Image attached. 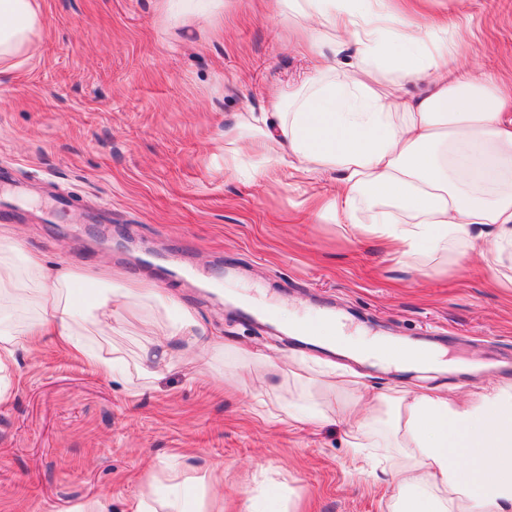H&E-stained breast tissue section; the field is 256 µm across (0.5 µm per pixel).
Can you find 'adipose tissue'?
<instances>
[{
    "mask_svg": "<svg viewBox=\"0 0 512 512\" xmlns=\"http://www.w3.org/2000/svg\"><path fill=\"white\" fill-rule=\"evenodd\" d=\"M280 21L314 35L315 64L273 109L238 115L224 131V169L252 155L255 172L289 167L313 178L336 175L323 210L357 234L384 239L400 257L483 240L490 255L512 250V116L493 76L458 61L447 25L413 19L389 0H280ZM224 0H159L164 18L191 27L214 18ZM44 24L41 0H0V65L17 67ZM353 47L352 61L341 58ZM373 203L359 210L362 195ZM92 281L111 286L88 313L74 302ZM151 289L116 286L112 273L66 267L49 273L11 227L0 228V328L3 377L19 348L48 336L104 375L121 377V349L105 355L86 339L127 329L135 309L167 307ZM271 322L306 343L398 370L448 367L435 347L383 336L346 334L340 318L317 319L263 306ZM353 454L386 443L397 489L392 512H512V383H491L464 399L438 390L363 395L341 409Z\"/></svg>",
    "mask_w": 512,
    "mask_h": 512,
    "instance_id": "1",
    "label": "adipose tissue"
}]
</instances>
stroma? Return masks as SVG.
<instances>
[{
	"label": "stroma",
	"mask_w": 512,
	"mask_h": 512,
	"mask_svg": "<svg viewBox=\"0 0 512 512\" xmlns=\"http://www.w3.org/2000/svg\"><path fill=\"white\" fill-rule=\"evenodd\" d=\"M266 0H224L202 30L163 20L157 0H44L32 57L0 74V225L49 268L111 267L188 308L194 335L224 351L192 376L185 347L141 378L146 308L122 336L89 342L123 349L114 380L51 340L19 351L0 402V512H71L99 501L126 512L133 497L176 480L212 496L223 474V512L244 499L276 512H388L389 470L369 469L346 446L348 426L268 420L293 400L336 408L360 393L444 388L462 398L512 383V288L479 257L391 259L314 203L333 175L280 167L224 170V129L238 114L268 112L275 93L302 84L308 58ZM464 35L457 51L512 91V0H427ZM248 288L286 310L333 311L350 329L446 348L454 367L414 373L298 342L268 322L242 319L229 292ZM262 351L303 362V379L250 371ZM354 369L359 385L326 393L321 373Z\"/></svg>",
	"instance_id": "stroma-1"
}]
</instances>
